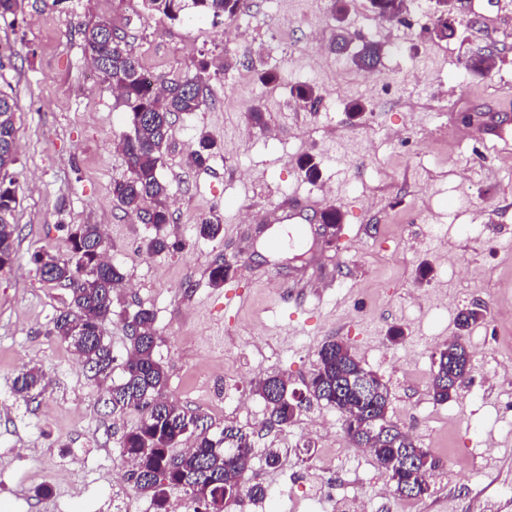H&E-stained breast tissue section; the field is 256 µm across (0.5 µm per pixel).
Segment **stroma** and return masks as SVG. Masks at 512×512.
Segmentation results:
<instances>
[{"mask_svg":"<svg viewBox=\"0 0 512 512\" xmlns=\"http://www.w3.org/2000/svg\"><path fill=\"white\" fill-rule=\"evenodd\" d=\"M436 14L434 0H417L406 22L381 31L366 0H351L344 54L330 49L332 0H249L234 22L192 8L173 22L141 0H24L0 17V91L18 105V234L0 271V512H156L116 476L120 438L138 413H108V383L88 380L52 333L69 295L41 281L32 258L66 254L70 224L100 225L123 275L105 327L114 354H125V316L151 310L165 397L213 428L252 432L245 478L267 489L260 512H347L356 496L369 512H512V373L500 369L512 363V152L486 145L483 125L497 113L512 144V0H462L445 41L431 35ZM101 20L129 35L145 72L176 78L201 60L228 63L211 76L206 106L174 117L160 168L167 232L183 250L148 253L153 226L112 198L113 181L129 174L118 147L129 128L80 34ZM367 41L387 47L373 75L351 62ZM483 49L496 65L476 77L466 61ZM266 69L276 85L259 82ZM299 84L319 93L316 108L296 106ZM353 100L367 106L357 122L344 112ZM203 132L215 147L199 167L190 154ZM305 155L320 164L318 182L298 167ZM300 197L341 212L338 241L314 229L265 255L258 214ZM213 215L223 234L195 237L193 224ZM219 258L234 276L215 288L208 270ZM477 302L486 316L458 333V313ZM394 327L404 331L397 343ZM458 335L470 376L437 404L431 355ZM333 338L387 383L392 420L445 461L427 497L396 496L356 452L321 465L322 447L348 445L333 407L306 403L287 429L269 425L256 380L281 373L304 391ZM32 367L43 386L19 398L14 380ZM268 448L288 456L268 467ZM317 481L320 500L310 496Z\"/></svg>","mask_w":512,"mask_h":512,"instance_id":"obj_1","label":"stroma"}]
</instances>
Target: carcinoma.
<instances>
[{
    "instance_id": "carcinoma-1",
    "label": "carcinoma",
    "mask_w": 512,
    "mask_h": 512,
    "mask_svg": "<svg viewBox=\"0 0 512 512\" xmlns=\"http://www.w3.org/2000/svg\"><path fill=\"white\" fill-rule=\"evenodd\" d=\"M143 6L157 11L172 21L180 19L186 0H142ZM202 16L234 21L246 13V0H191ZM412 0H370L374 12L390 21H401L410 11ZM457 0H442L433 32L440 40L454 36L450 17ZM336 34L333 48L344 50L347 31L341 22L347 0H336ZM85 45L96 65L118 92L126 108L130 133L123 136L119 147L123 152L129 176L112 183V197L128 213L156 229L148 242L152 253L181 250L185 242L170 241L163 229L172 221L168 207L169 187L162 180L159 168L168 147L171 118L178 112H195L206 104L205 91L210 78L209 64L200 62L195 74L172 79L164 74L149 81L127 34L119 33L110 22L102 20L81 29ZM384 45L366 42L355 52L352 63L367 72L374 71L383 55ZM496 63L495 54L477 52L467 61V69L477 75L488 73ZM292 96L300 107H314L319 101L316 90L308 85L293 88ZM12 97L0 91V270L14 259L17 225L14 212L17 197L10 174L17 162V142ZM214 147L212 138L203 133L198 150L193 154L197 164L203 163ZM195 235L214 239L223 232L216 218L194 225ZM69 254L48 252L34 255L33 263L40 279L54 286L67 288L71 302L53 322L52 333L78 356L87 376L104 382L110 378L116 361L112 347L104 336L105 324L112 318V291L123 275L105 259V244L97 224H76L68 229ZM232 274L224 260H216L209 270L210 284L221 288ZM476 304L461 312L457 326L466 331L479 320ZM151 311L140 309L125 318L129 347L122 364L123 378L109 389L105 401L112 415L119 417L129 410L140 414L136 428L120 440L123 456L133 461L130 479L142 492L155 500L159 512H167L169 501L180 497L192 512H245L246 501L263 497L266 490L243 480L253 445L250 434L234 424L224 425L220 436L209 434L204 417L189 413L164 397L167 374L156 358V332ZM471 354L459 342L448 344L433 354V374L429 392L437 404L448 402L456 394V385L469 371ZM43 381L42 373L29 368L14 381L17 395L27 398ZM254 390L262 398L269 422L286 428L293 422L299 404L291 399L288 379L274 374L259 379ZM306 401H315L336 408L340 413L355 415L363 423L360 429L348 428L346 438L356 448H370L377 466L392 465L394 471H405V479L422 484L423 471L437 472L442 461L431 450L429 463L420 470L404 469L409 457L417 456L418 443L388 415L390 391L376 373L366 369L354 354L344 348L343 341L330 340L318 352V358L306 384ZM193 447L176 451L186 441Z\"/></svg>"
}]
</instances>
